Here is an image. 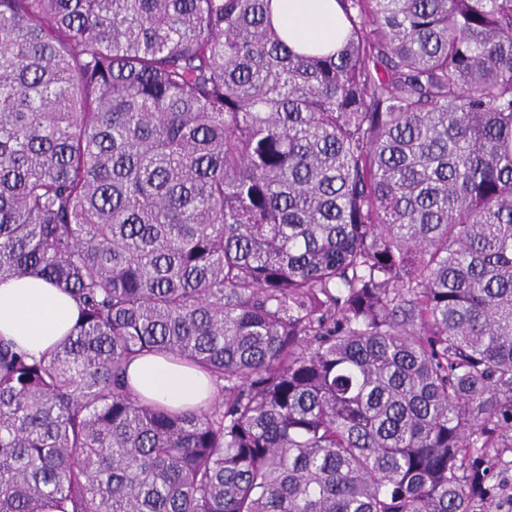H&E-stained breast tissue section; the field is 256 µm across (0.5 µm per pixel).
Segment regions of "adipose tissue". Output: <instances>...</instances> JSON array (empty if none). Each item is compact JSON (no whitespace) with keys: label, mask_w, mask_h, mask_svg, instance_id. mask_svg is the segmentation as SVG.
Returning a JSON list of instances; mask_svg holds the SVG:
<instances>
[{"label":"adipose tissue","mask_w":512,"mask_h":512,"mask_svg":"<svg viewBox=\"0 0 512 512\" xmlns=\"http://www.w3.org/2000/svg\"><path fill=\"white\" fill-rule=\"evenodd\" d=\"M272 23L287 32L297 50L335 46L343 28L336 0H273ZM78 317L74 299L63 289L37 278L0 279V337L33 355L51 352ZM132 386L144 397L175 408L212 400L214 386L203 372L146 356L128 368Z\"/></svg>","instance_id":"1"}]
</instances>
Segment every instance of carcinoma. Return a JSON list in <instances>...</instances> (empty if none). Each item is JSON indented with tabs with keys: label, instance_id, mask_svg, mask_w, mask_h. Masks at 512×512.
I'll return each mask as SVG.
<instances>
[{
	"label": "carcinoma",
	"instance_id": "1",
	"mask_svg": "<svg viewBox=\"0 0 512 512\" xmlns=\"http://www.w3.org/2000/svg\"><path fill=\"white\" fill-rule=\"evenodd\" d=\"M270 2L0 0V278L80 312L0 338V512H497L512 0ZM272 1V23L288 32V43L296 50L312 45L336 47L343 28L336 0ZM78 317L74 299L37 278L0 280V337L39 357L51 352ZM128 376L142 396L175 408L195 407L214 397V386L205 373L161 357L134 360L128 368Z\"/></svg>",
	"mask_w": 512,
	"mask_h": 512
}]
</instances>
